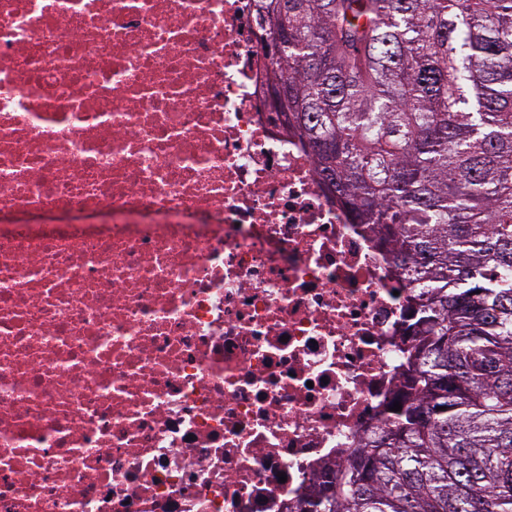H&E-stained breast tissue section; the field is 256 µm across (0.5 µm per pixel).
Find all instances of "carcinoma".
I'll list each match as a JSON object with an SVG mask.
<instances>
[{
	"mask_svg": "<svg viewBox=\"0 0 512 512\" xmlns=\"http://www.w3.org/2000/svg\"><path fill=\"white\" fill-rule=\"evenodd\" d=\"M273 111L415 288L384 426L299 512H512V0H253Z\"/></svg>",
	"mask_w": 512,
	"mask_h": 512,
	"instance_id": "1",
	"label": "carcinoma"
}]
</instances>
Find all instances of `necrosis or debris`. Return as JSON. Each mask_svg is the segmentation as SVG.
I'll list each match as a JSON object with an SVG mask.
<instances>
[{
  "label": "necrosis or debris",
  "mask_w": 512,
  "mask_h": 512,
  "mask_svg": "<svg viewBox=\"0 0 512 512\" xmlns=\"http://www.w3.org/2000/svg\"><path fill=\"white\" fill-rule=\"evenodd\" d=\"M251 0H0V512H297L412 290L263 92Z\"/></svg>",
  "instance_id": "4bbe7bcc"
}]
</instances>
